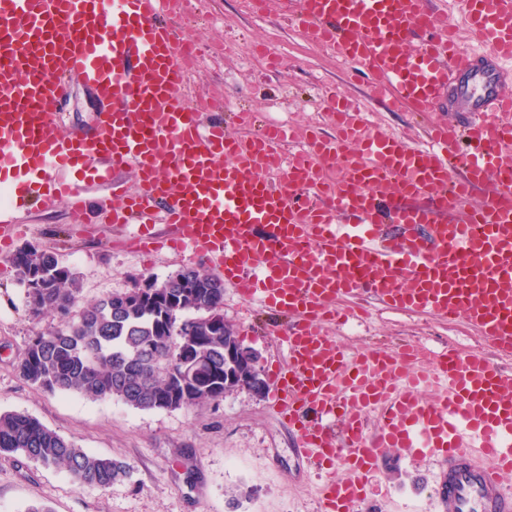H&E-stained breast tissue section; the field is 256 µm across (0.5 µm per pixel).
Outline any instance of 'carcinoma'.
<instances>
[{
  "label": "carcinoma",
  "instance_id": "obj_1",
  "mask_svg": "<svg viewBox=\"0 0 512 512\" xmlns=\"http://www.w3.org/2000/svg\"><path fill=\"white\" fill-rule=\"evenodd\" d=\"M13 264L32 314L59 316L16 358L27 382L141 411L188 409L236 391L227 384L224 346L237 333L224 320L220 279L185 267L151 281L141 297L111 293L81 304L77 277L53 252L24 249ZM1 453L62 468L82 486L107 489L130 475L129 465L93 454L23 413H0Z\"/></svg>",
  "mask_w": 512,
  "mask_h": 512
}]
</instances>
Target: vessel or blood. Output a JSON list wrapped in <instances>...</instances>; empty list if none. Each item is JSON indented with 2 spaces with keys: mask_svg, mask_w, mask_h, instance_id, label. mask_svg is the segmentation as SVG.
I'll return each mask as SVG.
<instances>
[{
  "mask_svg": "<svg viewBox=\"0 0 512 512\" xmlns=\"http://www.w3.org/2000/svg\"><path fill=\"white\" fill-rule=\"evenodd\" d=\"M186 0H0V252L19 213L62 199L88 221L86 187L116 203L105 219L131 246L153 250L155 225L173 247L205 258L245 300L292 321L275 329L288 353L270 375L274 405L307 463L340 461L322 512H350L361 476L390 448L435 458L442 512H512V0H462L479 48H461L427 0H301L300 20L345 63L370 72L374 97L416 113L468 112L416 147L362 135L354 112L336 134L283 153L279 126L232 136L187 103L189 65L178 21ZM80 79L100 108L64 130L62 83ZM341 165L334 181L323 168ZM136 190H128L126 173ZM497 188L472 206L490 176ZM461 321L482 348L425 351L405 343L347 352L325 329L340 298ZM435 384L436 399L421 397ZM380 427L368 432L367 417Z\"/></svg>",
  "mask_w": 512,
  "mask_h": 512,
  "instance_id": "b4317fda",
  "label": "vessel or blood"
}]
</instances>
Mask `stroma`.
<instances>
[{
	"mask_svg": "<svg viewBox=\"0 0 512 512\" xmlns=\"http://www.w3.org/2000/svg\"><path fill=\"white\" fill-rule=\"evenodd\" d=\"M196 12V22L184 26L204 48L190 77V97L223 102L230 134L254 135L279 121L294 130L295 139L287 144L291 150L311 128L334 135L327 109L333 96L359 107L370 124L414 145L429 124L468 120L467 113L444 107L417 116L371 100L368 78L354 77L328 55L279 0L255 9L246 0H202ZM97 110L91 92L70 80L64 128L91 123ZM86 192L90 223L68 224L65 203L55 202L21 217L12 252L32 246L54 252L76 274L84 302L128 291L147 278L164 280L185 267L210 272L204 258L187 251L165 248L146 255L131 249L102 221V211L112 203L109 193L98 186ZM364 306L367 318L328 328L348 350L414 342L432 360L447 348L464 353L480 345L475 331L463 325L426 313L386 311L370 300ZM224 319L244 345L258 351L261 371H269L275 357H286L269 336L284 317L241 300L229 284ZM52 320L49 314H30L11 258H0V413L28 414L81 447L128 463L131 475L102 490L74 483L64 470L0 454V512H26L32 505L51 512H318L324 476L310 471L295 453L271 393L238 390L189 410L151 411L48 393L23 380L14 363L30 337ZM439 473L432 459L389 450L367 473L366 497L354 512H440Z\"/></svg>",
	"mask_w": 512,
	"mask_h": 512,
	"instance_id": "35a3bbf8",
	"label": "stroma"
}]
</instances>
